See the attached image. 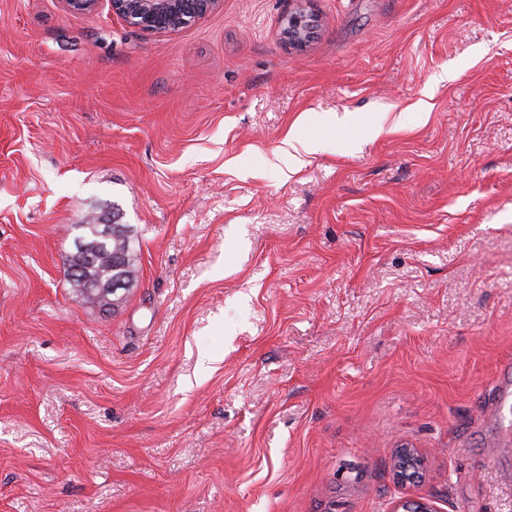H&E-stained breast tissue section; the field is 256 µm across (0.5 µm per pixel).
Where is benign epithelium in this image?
I'll return each instance as SVG.
<instances>
[{"mask_svg": "<svg viewBox=\"0 0 512 512\" xmlns=\"http://www.w3.org/2000/svg\"><path fill=\"white\" fill-rule=\"evenodd\" d=\"M297 6L282 19V36L288 47L305 46L313 37L315 23L313 15L303 6L305 0H295ZM112 13L130 25L159 36L178 32L192 20L217 10L222 0H109ZM416 455L405 448L396 465L399 477L409 483L417 476L412 471L418 468ZM394 512H439L432 504L406 498L394 507Z\"/></svg>", "mask_w": 512, "mask_h": 512, "instance_id": "7a95c632", "label": "benign epithelium"}]
</instances>
